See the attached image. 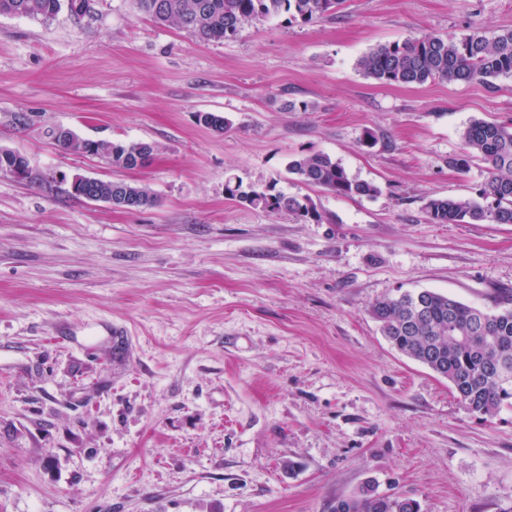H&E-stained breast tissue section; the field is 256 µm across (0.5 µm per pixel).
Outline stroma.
Here are the masks:
<instances>
[{"label":"stroma","instance_id":"35a3bbf8","mask_svg":"<svg viewBox=\"0 0 512 512\" xmlns=\"http://www.w3.org/2000/svg\"><path fill=\"white\" fill-rule=\"evenodd\" d=\"M501 29L512 0H345L218 42L134 0L0 16V149L30 169L0 174V512H332L369 483L421 512H512V408L471 412L367 313L400 289L488 311L512 295V224L424 210L477 198L485 163L448 161L471 121L512 125V76L405 87L358 66ZM59 127L158 151L119 170L62 150ZM310 152L377 194L296 180ZM76 175L159 203L74 196ZM230 181L310 198L324 221L229 198ZM96 179L76 177L72 181V191L84 193L86 199L92 201L103 200L116 207H126V209H143L149 208L156 204V196L147 187L126 181L119 180H102L98 179V183L90 190L96 194H112L111 197L102 198L99 195H87V188L90 183ZM88 196V197H87ZM125 204V205H121Z\"/></svg>","mask_w":512,"mask_h":512}]
</instances>
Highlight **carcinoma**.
<instances>
[{
    "instance_id": "obj_1",
    "label": "carcinoma",
    "mask_w": 512,
    "mask_h": 512,
    "mask_svg": "<svg viewBox=\"0 0 512 512\" xmlns=\"http://www.w3.org/2000/svg\"><path fill=\"white\" fill-rule=\"evenodd\" d=\"M63 0H0V16L52 19ZM344 0H136L138 11L157 24L171 23L202 41H221L237 36L257 18L288 15L308 23L338 12ZM362 72L383 84L419 86L431 80L481 82L488 86L501 76L512 75V30L491 37L475 31L461 38L424 34L377 47L358 62ZM202 125L222 131L224 116L212 112L197 115ZM462 152L450 159L459 171L478 158L487 165L488 177L480 200L431 199L425 205L433 224H512V128L496 122L476 120L463 134ZM71 153L93 149L72 135L57 140ZM151 142H111L95 153L112 154V167L133 170L144 166V149ZM288 173L307 185L336 196L370 197L378 187L348 175L329 155L313 152L292 159ZM227 193L255 208L288 212L323 221L311 199L288 196L275 186L240 190L227 183ZM92 193L112 195V203L128 209L149 208L156 196L147 187L126 181L99 180ZM370 316L381 333L402 354L420 362L448 380L460 400L473 412L492 417L512 405V307L495 312L466 304L432 290L403 291L375 300ZM333 512H420L417 501L399 495L380 496L370 486L348 499L336 501Z\"/></svg>"
}]
</instances>
